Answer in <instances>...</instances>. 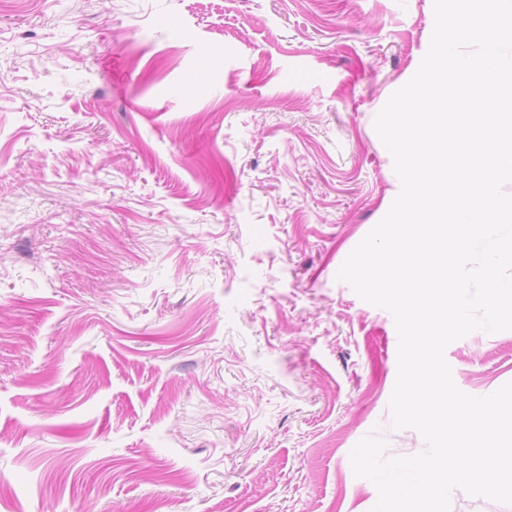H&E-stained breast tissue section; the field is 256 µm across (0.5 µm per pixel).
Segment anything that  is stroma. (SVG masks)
<instances>
[{"label": "stroma", "instance_id": "obj_1", "mask_svg": "<svg viewBox=\"0 0 512 512\" xmlns=\"http://www.w3.org/2000/svg\"><path fill=\"white\" fill-rule=\"evenodd\" d=\"M433 0H0V512H371L398 334L337 273ZM512 382V330L445 350Z\"/></svg>", "mask_w": 512, "mask_h": 512}]
</instances>
